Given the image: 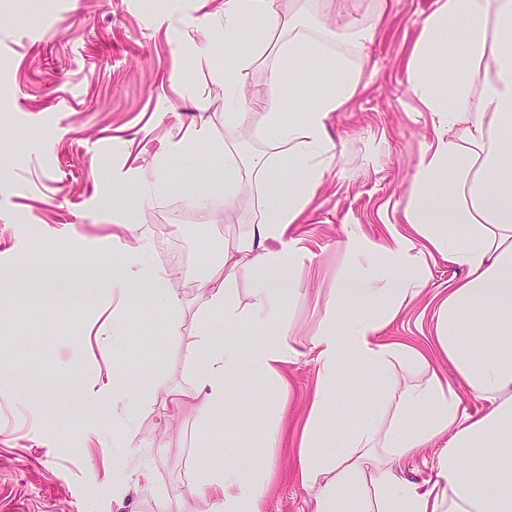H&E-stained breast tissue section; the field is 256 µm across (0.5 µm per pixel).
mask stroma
<instances>
[{
    "instance_id": "obj_1",
    "label": "stroma",
    "mask_w": 512,
    "mask_h": 512,
    "mask_svg": "<svg viewBox=\"0 0 512 512\" xmlns=\"http://www.w3.org/2000/svg\"><path fill=\"white\" fill-rule=\"evenodd\" d=\"M435 6L389 0L370 51L372 78L326 120L336 151L313 203L288 236L264 243L290 260L294 294L276 330L291 339L316 333L351 274L347 237L384 245L387 225L403 221L411 174L432 135V115L410 93L406 64L420 20ZM223 12L224 0H0V512H199L193 461L221 453L230 439L245 462L274 470L265 512H306L307 492L288 478L291 447L260 445L275 423L262 381L230 403L228 415L240 421L232 436L191 409L168 427L157 410L138 409L129 421L140 439L135 457L153 466L155 480L152 491L137 490L136 474L112 452L123 432L107 379H122L132 394L151 383L186 384L190 369L206 363L199 332L224 339V319L198 325L196 304L186 299L174 340L164 310L127 305L116 348L111 296L52 290L87 270L112 274L139 237L150 264L167 267L165 247L176 239L203 273L256 223L249 187L223 219L184 196L213 167L219 146L236 145L243 156L271 149L262 115L248 130L225 127L223 75L227 55L273 36L245 25L236 43L205 41L204 21ZM201 125L209 142L190 137ZM161 163L173 184L144 204L139 184ZM130 207L133 233L117 215ZM462 274L431 263L424 292L387 335L426 344L424 308ZM286 373L296 427L306 419L317 365L308 354ZM339 380L336 417L325 427L332 441L354 423L348 407L366 413L375 396L365 373L344 367Z\"/></svg>"
}]
</instances>
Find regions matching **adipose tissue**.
Masks as SVG:
<instances>
[{"label": "adipose tissue", "instance_id": "1", "mask_svg": "<svg viewBox=\"0 0 512 512\" xmlns=\"http://www.w3.org/2000/svg\"><path fill=\"white\" fill-rule=\"evenodd\" d=\"M420 21V35L408 62L410 90L432 114L433 137L411 175L403 218L409 231L389 225L385 287L372 273L378 244L351 239L345 244L357 273L340 284L327 305L311 350L318 369L308 416L297 435L290 478L309 493L308 512H512V0H437ZM284 32L266 72L264 96L246 98L242 77L264 51L253 45L224 68V122L248 128L253 113H263L265 129L279 156L258 153L238 160L225 154L223 165L187 194L194 207L213 215L233 211L238 187L257 188L260 221L232 242L235 254L268 270L267 280L240 306L234 272L218 262L193 282L199 321L219 314L226 328L242 322L274 323L288 293L285 264L261 252L265 238L284 236L311 205L332 158L325 121L358 91L366 76L367 48L377 19L337 18L335 30L346 49L331 43V30L305 34L302 8L285 0H224V38L232 40L243 24ZM450 44L467 68L438 69L431 61L440 44ZM302 58L322 64V88L300 83L283 87L281 69ZM302 104L300 123L284 124L281 103ZM299 171L304 182L288 198L262 192L272 168ZM437 255L464 270L448 285L433 314L435 340L420 349L385 336L388 323L422 292L428 258ZM187 289L172 271L156 266H125L114 272L107 292L119 302L159 304L178 318ZM380 296L372 313L343 319L339 305L348 299ZM207 352L204 368L188 385L148 387L128 394L113 382L114 404L122 413L138 406L202 412L223 417L234 393L250 380L272 383L278 419L288 418L289 380L285 366L296 349L285 337L269 336L257 348L236 339L199 338ZM351 364L374 377L378 394L369 414L327 447L323 426L336 410L338 370ZM481 401L472 410L469 399ZM279 426L263 445L281 447ZM445 441L432 475L414 482L405 475L417 451ZM492 452L501 464L489 478L466 462L470 453ZM195 492L203 512H262L267 479L239 461L200 457L195 462Z\"/></svg>", "mask_w": 512, "mask_h": 512}]
</instances>
